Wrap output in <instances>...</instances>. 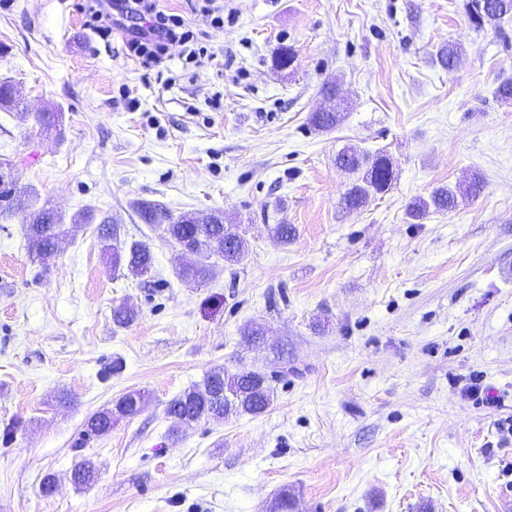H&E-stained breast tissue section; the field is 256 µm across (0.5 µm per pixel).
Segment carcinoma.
<instances>
[{"mask_svg": "<svg viewBox=\"0 0 512 512\" xmlns=\"http://www.w3.org/2000/svg\"><path fill=\"white\" fill-rule=\"evenodd\" d=\"M470 19L478 27L485 25L498 27L512 18V0H470ZM462 54L461 47L450 43L440 48L437 60L442 67L452 69L456 59ZM325 95L336 99V108L312 113L309 122L313 129L326 132L340 125L347 112V103L339 95L337 81L323 85ZM0 109L17 110L19 102L12 85L0 83ZM336 166L352 175L354 179L347 188L343 200L345 207L361 209L377 197L384 195L394 179L392 162L382 153H361L349 147L336 156ZM25 192L17 187L13 176H0V212L9 210L19 202H25ZM458 206L457 190L448 186L434 189L426 198H419L408 207V216L421 219L431 211L451 212ZM166 209L154 201H141L137 213L145 224H153L152 217L164 213ZM200 216L183 213L174 221L163 225V232L178 246L195 251L202 260L182 266L181 276L188 283L201 284L209 276V266L203 259L214 254L230 264H238L247 253L245 240L237 232V225L224 223V213L218 211L205 223H198ZM103 250L113 266L125 265L140 275L151 272L154 257L150 248L143 242L129 244L118 242V225L110 220L102 221ZM67 233L64 216L51 207H42L29 214L26 229L28 248L41 263L54 257L58 241ZM273 388L270 380L262 378L257 371L230 372L224 368L215 369L205 376L203 383L195 385L179 397L171 400L166 407L167 416L182 427L202 421H222L232 415L260 414L271 404ZM147 404L146 395L130 392L122 396L114 407L90 417L85 433L89 436H103L112 430L114 422L129 418L141 412Z\"/></svg>", "mask_w": 512, "mask_h": 512, "instance_id": "1", "label": "carcinoma"}]
</instances>
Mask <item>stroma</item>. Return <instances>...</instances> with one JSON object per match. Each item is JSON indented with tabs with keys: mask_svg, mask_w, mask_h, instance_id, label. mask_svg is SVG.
Segmentation results:
<instances>
[{
	"mask_svg": "<svg viewBox=\"0 0 512 512\" xmlns=\"http://www.w3.org/2000/svg\"><path fill=\"white\" fill-rule=\"evenodd\" d=\"M234 21L201 47L223 70L169 49L168 84L126 54L123 30H88L80 0H0V162L37 205L93 221L34 260L24 213L0 217V512H512V20L478 29L468 0H215ZM462 45L456 68L437 52ZM297 59L281 69L282 47ZM337 80L345 121L310 113ZM57 112L60 133L35 115ZM352 145L385 152L394 180L345 208L335 164ZM486 186L450 212L411 220L440 185ZM172 215L223 211L248 255L208 260L206 283L135 204ZM146 242L152 275L113 267L97 228ZM295 226L288 244L272 224ZM133 306L117 327L112 314ZM256 321L270 334L241 335ZM121 372H112L113 360ZM272 378L259 415L175 433L164 409L206 372ZM479 375L494 405L467 394ZM139 414L101 437L94 413L125 393ZM92 461L96 477L71 480ZM56 489L44 495L45 477ZM322 89L329 98H336V108L328 111L313 112L309 122L314 130L326 132L334 129L344 121L348 109L347 103L339 95L337 81H327Z\"/></svg>",
	"mask_w": 512,
	"mask_h": 512,
	"instance_id": "35a3bbf8",
	"label": "stroma"
}]
</instances>
